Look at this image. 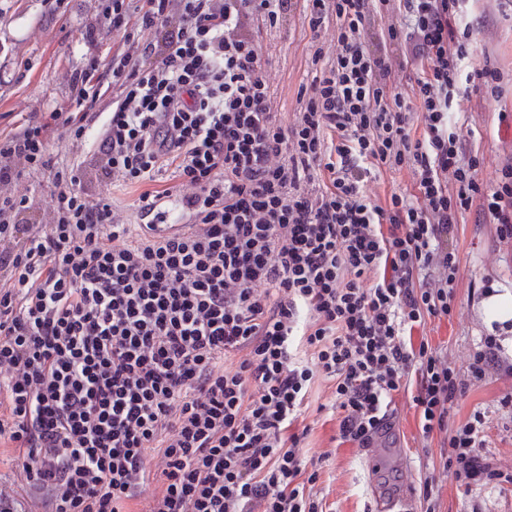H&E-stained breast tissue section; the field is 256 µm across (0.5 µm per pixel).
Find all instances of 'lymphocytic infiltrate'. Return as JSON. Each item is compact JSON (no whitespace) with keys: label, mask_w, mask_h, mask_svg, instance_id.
<instances>
[{"label":"lymphocytic infiltrate","mask_w":512,"mask_h":512,"mask_svg":"<svg viewBox=\"0 0 512 512\" xmlns=\"http://www.w3.org/2000/svg\"><path fill=\"white\" fill-rule=\"evenodd\" d=\"M305 2L315 50L299 112L273 109L255 30ZM469 0H112L103 20L135 38L74 80L83 104L103 75L119 95L90 169L56 166L50 113L0 137V447L12 449L47 512H327L296 429L316 378L331 384L343 441L369 448L415 382L421 433L471 484L500 476L480 454L486 415L449 422L469 386L512 382V354L486 336L457 371L446 350L407 340L450 315L457 216L479 206L512 251V164L494 188L453 132L461 80L498 98L502 73L464 72ZM401 58L364 37L375 16ZM421 65L408 94L396 71ZM174 167L191 195L152 187ZM409 170L414 195L379 200L372 170ZM52 178L44 220L18 185ZM141 186L140 217L180 230L130 235L87 180Z\"/></svg>","instance_id":"lymphocytic-infiltrate-1"}]
</instances>
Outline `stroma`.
<instances>
[{
    "label": "stroma",
    "instance_id": "35a3bbf8",
    "mask_svg": "<svg viewBox=\"0 0 512 512\" xmlns=\"http://www.w3.org/2000/svg\"><path fill=\"white\" fill-rule=\"evenodd\" d=\"M110 0H0V134L16 131L30 120L52 112H72L76 106L73 77L90 58L108 64L113 54L126 51L122 33L102 23ZM472 35L465 70L492 65L503 74L502 98L493 100L479 84L461 85L454 99L459 114L457 133L466 148L479 153L482 163L476 178L494 185L501 167L512 162V0H471ZM333 23L312 31L303 11L292 13L275 27L261 28L255 37L260 47L274 100V110L284 123L295 119L300 86L310 84L314 73L310 57L321 46L332 57ZM99 98L84 103L96 114L81 144H74L65 127H58L48 141V151L59 164L87 165L96 147L100 119L112 110V84L103 79ZM454 245L459 272L452 312L428 319L414 328L413 342L428 341L447 349L459 371H466V355L484 334L490 333L487 303L478 296L485 287L512 295V264L499 260L496 227L470 212L459 218ZM512 384L496 378L470 386L450 411L452 421L466 420L472 411L488 416L484 455L500 468L502 478L465 486L443 472L441 435L422 437L420 413L413 391L396 395L392 406L396 426L378 438L391 447L385 460L369 448L342 442L339 413L326 382H317L309 406L298 420L309 429L303 443L306 458L321 462L315 489L334 512H375L373 492L401 493L414 512L419 508L425 477H432L440 494L442 512H512V411L501 408Z\"/></svg>",
    "mask_w": 512,
    "mask_h": 512
}]
</instances>
